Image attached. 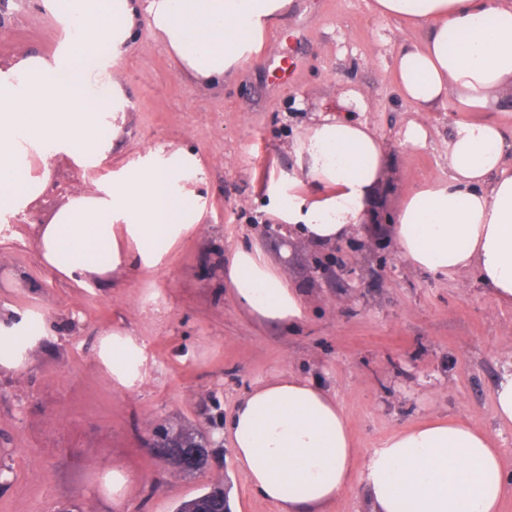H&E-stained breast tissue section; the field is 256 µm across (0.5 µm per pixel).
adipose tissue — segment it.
<instances>
[{
	"mask_svg": "<svg viewBox=\"0 0 512 512\" xmlns=\"http://www.w3.org/2000/svg\"><path fill=\"white\" fill-rule=\"evenodd\" d=\"M293 0H42L65 33L52 57L26 53L0 69V213L18 215L45 193L51 160L110 158L103 129L120 133L132 103L104 78L147 18L180 74L214 84L253 60ZM382 17L409 20L420 40L395 58L402 94L420 111L455 106L450 177L403 203L393 226L400 258L440 274L472 270L493 298L512 304V152L499 125L466 118L499 104L512 88V0H374ZM306 179L287 186L273 212L280 225L317 246L362 224L380 180L385 148L366 122L319 115L295 144ZM316 195H307L306 184ZM207 180L192 148H149L113 170L108 183L70 197L38 225L43 263L87 283L123 267H162L201 223ZM239 302L269 321L298 323V288L259 248L236 250L224 270ZM49 330L18 311H0V368L17 371L23 351ZM120 386L141 378L139 348L120 331L100 342ZM222 432L248 487L277 512H320L354 481L372 512H500L508 480L489 434L468 420L425 423L393 434L355 470L358 450L346 417L323 388L294 373L260 382L236 403Z\"/></svg>",
	"mask_w": 512,
	"mask_h": 512,
	"instance_id": "1",
	"label": "adipose tissue"
}]
</instances>
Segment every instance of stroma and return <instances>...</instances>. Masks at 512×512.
Here are the masks:
<instances>
[{"label":"stroma","instance_id":"35a3bbf8","mask_svg":"<svg viewBox=\"0 0 512 512\" xmlns=\"http://www.w3.org/2000/svg\"><path fill=\"white\" fill-rule=\"evenodd\" d=\"M420 30L379 17L372 0H294L261 53L215 85L186 81L151 28L108 72L134 104L114 152L134 158L155 145L190 144L205 164L208 204L200 226L157 270H128L79 288L42 262L29 224L0 232V308L41 315L52 330L21 372H0V512H176L216 478L240 512H275L236 471L229 447L204 470L176 477L147 441L161 423L217 432L254 384L292 371L320 384L341 407L357 448L369 452L397 431L433 419H469L489 432L512 471V426L492 392L512 373V306L495 303L475 272L410 268L392 226L413 190L449 177L446 144L459 114L422 113L401 94L394 58ZM59 43L50 15L20 10L0 60L51 56ZM294 64L291 81L280 60ZM348 107L382 138L386 167L365 222L338 244L317 247L277 228L267 211L281 171H297L293 145L315 113ZM425 122L426 147L404 145ZM110 164L66 160L40 202L43 222L68 196L104 180ZM259 246L302 291L296 325L252 316L221 270L239 248ZM344 250L349 272L317 266ZM114 330L133 336L144 379L119 386L97 356ZM133 479L115 507L104 478Z\"/></svg>","mask_w":512,"mask_h":512}]
</instances>
